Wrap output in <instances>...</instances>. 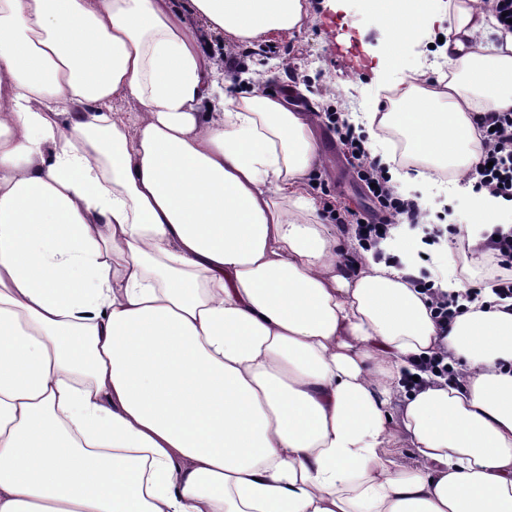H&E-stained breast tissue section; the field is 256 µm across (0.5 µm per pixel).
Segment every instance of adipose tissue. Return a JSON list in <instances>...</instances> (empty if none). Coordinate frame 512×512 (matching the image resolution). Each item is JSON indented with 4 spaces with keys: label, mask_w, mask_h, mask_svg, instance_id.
I'll use <instances>...</instances> for the list:
<instances>
[{
    "label": "adipose tissue",
    "mask_w": 512,
    "mask_h": 512,
    "mask_svg": "<svg viewBox=\"0 0 512 512\" xmlns=\"http://www.w3.org/2000/svg\"><path fill=\"white\" fill-rule=\"evenodd\" d=\"M395 46L447 22L436 80L378 70L350 113L463 177L512 110L478 0H364ZM301 30L305 0H0V512H512V311L440 327L305 187L308 120L218 94L213 48ZM127 109H112L114 99ZM447 355L448 378L421 372ZM412 450L403 462L395 448Z\"/></svg>",
    "instance_id": "obj_1"
}]
</instances>
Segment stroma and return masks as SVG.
Instances as JSON below:
<instances>
[{
	"mask_svg": "<svg viewBox=\"0 0 512 512\" xmlns=\"http://www.w3.org/2000/svg\"><path fill=\"white\" fill-rule=\"evenodd\" d=\"M309 23L293 36L247 47V64L260 63L285 84V68L298 74L299 89L291 91L292 111L303 113L318 143L320 165L310 175L306 191L320 203L365 211L372 203L340 150L320 109L332 105L340 112H369L374 107L375 72L386 52V31L363 25L360 0H306ZM430 215L447 210L449 230L466 218L469 195L452 183L451 175L433 174L421 188Z\"/></svg>",
	"mask_w": 512,
	"mask_h": 512,
	"instance_id": "35a3bbf8",
	"label": "stroma"
}]
</instances>
